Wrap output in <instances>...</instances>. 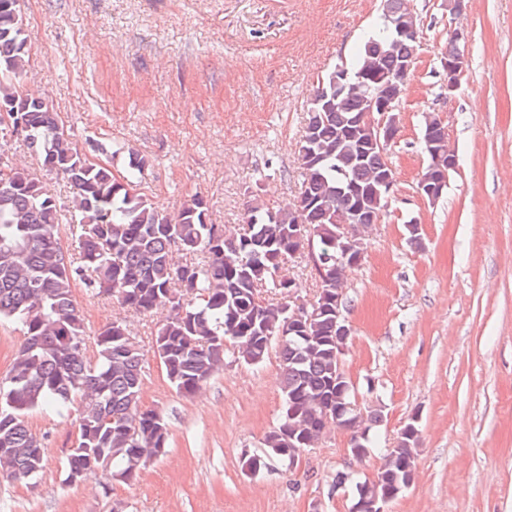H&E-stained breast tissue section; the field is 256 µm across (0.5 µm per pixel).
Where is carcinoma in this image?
<instances>
[{
	"label": "carcinoma",
	"instance_id": "cac0c4a2",
	"mask_svg": "<svg viewBox=\"0 0 512 512\" xmlns=\"http://www.w3.org/2000/svg\"><path fill=\"white\" fill-rule=\"evenodd\" d=\"M408 0H383L382 25L360 48L352 72L389 76L404 96L409 76L402 60L416 56L417 38L400 36L388 19L419 33ZM0 0V105L15 111L12 128L0 134L20 139L39 157L41 169L65 177L74 190V221L80 228L77 252L61 244V214L32 171L0 168V321L22 325L24 340L7 375L0 379V474L30 481L49 464L44 438L28 426L27 416L51 407L77 412L75 445L64 472L101 469L110 478L132 479L145 464L164 455L169 426L157 411L141 405L143 358L121 320L86 343L83 313L74 294L81 283L106 294L121 307L150 313L171 305L156 331L155 349L170 384L193 394L224 368L227 352L259 365L278 348L282 393L288 414L265 438L262 454L246 463L258 469L273 458L291 461L322 434L321 414L336 409L340 387L355 404L354 386L339 364L336 310L321 312L300 336L279 339L288 329V303L261 298L263 288L288 289L285 264L306 258L319 288L343 293V272L336 263V224H375L380 207L360 204L341 191L345 184L368 187L389 170L387 152L367 147L366 130L356 125L365 113L369 88L357 81L336 93V70L317 80L308 107L307 131L315 144L299 141L298 160L311 147L318 166L303 170L300 193L311 202L271 210L247 205V230L229 234L214 224L209 201L191 196L171 216L141 192L138 175L147 160L129 152L128 175L118 179L110 166L90 161L70 140L49 102L20 91L29 67V49L20 8ZM303 224L304 240L288 241V228ZM191 256L185 263L176 253ZM382 410L366 412L348 427L351 438L370 432ZM301 436L304 443L290 440ZM418 437L405 435L386 450L371 484L379 489L411 484L417 466Z\"/></svg>",
	"mask_w": 512,
	"mask_h": 512
}]
</instances>
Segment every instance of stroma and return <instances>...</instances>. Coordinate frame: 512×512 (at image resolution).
<instances>
[{
  "instance_id": "1",
  "label": "stroma",
  "mask_w": 512,
  "mask_h": 512,
  "mask_svg": "<svg viewBox=\"0 0 512 512\" xmlns=\"http://www.w3.org/2000/svg\"><path fill=\"white\" fill-rule=\"evenodd\" d=\"M417 67L388 149L395 192L346 275L352 328L344 368L364 410H382L357 459L335 429L296 466L261 453L285 411L277 353L258 366L227 357L196 393H178L154 354L166 309L141 315L77 286L94 337L123 318L143 354L142 404L169 424L166 454L137 479L96 472L65 485L59 461L76 415L44 408L27 422L50 465L37 485L0 478V512H351L408 422L419 429L416 479L388 512H512V0H410ZM27 84L73 142L115 176L145 156L141 190L166 213L195 193L212 220L243 231L251 195L276 208L302 182L297 160L313 88L355 62L382 0H24ZM469 36L466 72L446 90L441 54ZM440 117L457 164L438 202L417 195L427 163L424 113ZM420 229L411 242L406 221ZM351 476L337 486V472Z\"/></svg>"
}]
</instances>
